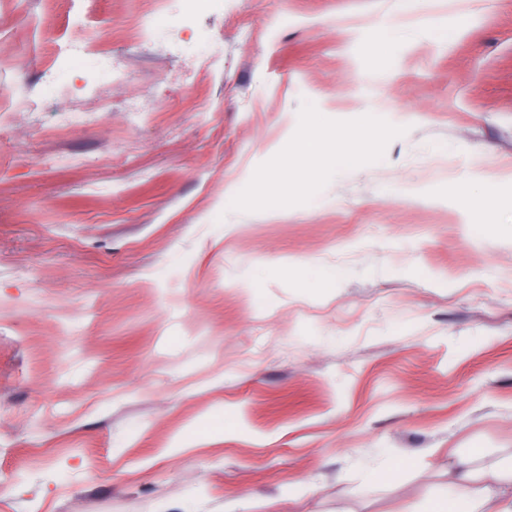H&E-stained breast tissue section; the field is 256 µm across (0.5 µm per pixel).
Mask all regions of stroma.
Returning <instances> with one entry per match:
<instances>
[{"instance_id": "obj_1", "label": "stroma", "mask_w": 512, "mask_h": 512, "mask_svg": "<svg viewBox=\"0 0 512 512\" xmlns=\"http://www.w3.org/2000/svg\"><path fill=\"white\" fill-rule=\"evenodd\" d=\"M0 52V512H403L512 460V0H0ZM379 25V42L383 50H393L411 37V33L405 29L397 28L386 22H380ZM227 216L233 217V221L228 222L226 220ZM251 217L250 211L240 196L236 195L235 192L224 194V223L246 224L249 223Z\"/></svg>"}]
</instances>
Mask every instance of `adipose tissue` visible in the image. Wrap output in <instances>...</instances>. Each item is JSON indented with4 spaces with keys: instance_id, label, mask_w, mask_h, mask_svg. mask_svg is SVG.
I'll use <instances>...</instances> for the list:
<instances>
[{
    "instance_id": "adipose-tissue-1",
    "label": "adipose tissue",
    "mask_w": 512,
    "mask_h": 512,
    "mask_svg": "<svg viewBox=\"0 0 512 512\" xmlns=\"http://www.w3.org/2000/svg\"><path fill=\"white\" fill-rule=\"evenodd\" d=\"M458 493L429 507L428 512H485L496 502L495 512H512V462L491 470L474 467L471 455L457 456L450 473Z\"/></svg>"
}]
</instances>
